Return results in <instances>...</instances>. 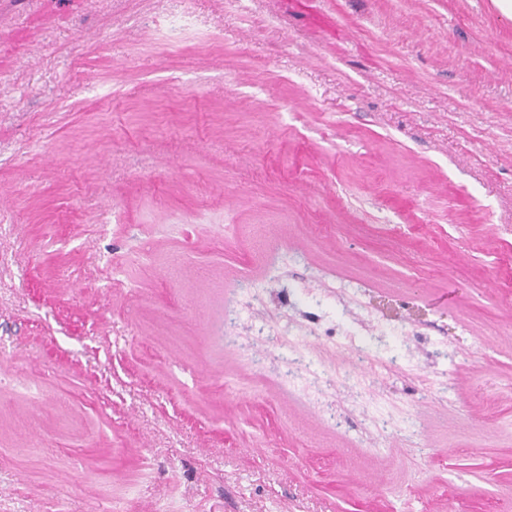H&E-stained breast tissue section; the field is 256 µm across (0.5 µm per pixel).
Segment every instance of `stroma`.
Masks as SVG:
<instances>
[{
  "label": "stroma",
  "mask_w": 512,
  "mask_h": 512,
  "mask_svg": "<svg viewBox=\"0 0 512 512\" xmlns=\"http://www.w3.org/2000/svg\"><path fill=\"white\" fill-rule=\"evenodd\" d=\"M0 512H512V17L0 0Z\"/></svg>",
  "instance_id": "obj_1"
}]
</instances>
